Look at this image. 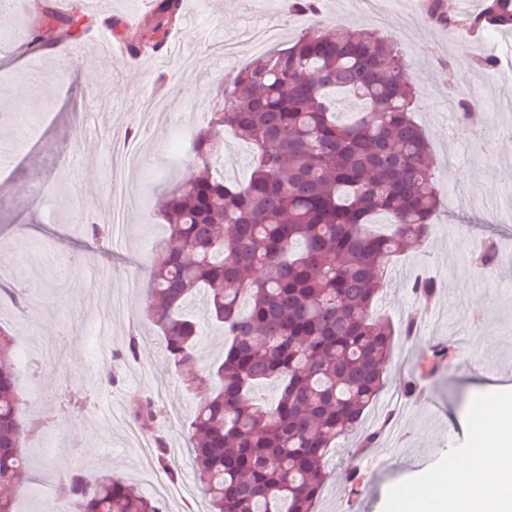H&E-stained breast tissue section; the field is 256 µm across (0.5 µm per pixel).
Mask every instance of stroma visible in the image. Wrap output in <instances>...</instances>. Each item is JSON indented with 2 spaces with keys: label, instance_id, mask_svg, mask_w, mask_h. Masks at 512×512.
Returning <instances> with one entry per match:
<instances>
[{
  "label": "stroma",
  "instance_id": "1",
  "mask_svg": "<svg viewBox=\"0 0 512 512\" xmlns=\"http://www.w3.org/2000/svg\"><path fill=\"white\" fill-rule=\"evenodd\" d=\"M36 0H24L7 17H0V34L9 45L0 53V110L20 111L40 129L25 148L17 146L15 125L0 126V239L38 245L42 267L27 263L20 252L0 250V269L17 267L16 277L28 283L27 306L18 310L0 298V327L10 331L19 349L34 354L33 364L18 360L16 371L23 398L50 421L29 438L28 482L16 487L19 512H31L36 496L54 492L58 473L81 469L94 478L110 471L148 491L151 481H168L174 495L167 512H206L196 487L188 440L182 428L197 393L183 384L159 351L156 327L145 320L146 302L121 310L113 302L130 269L129 257L147 243L161 239L164 228L145 201L154 185L184 182L201 173L189 155H176L163 134L139 137L143 165L128 172L133 196L124 212L125 236L99 248L86 229L70 222L71 195L81 190L92 222L107 223L112 197L105 188L115 169L112 143L124 137L134 113L149 96L164 100L172 121L185 130L206 126L215 111L224 77L259 55L249 43L251 32L285 10L287 0H267L265 10L246 11L242 0H184V20L169 35V53L134 57L104 43L79 36L78 45H93L80 55L76 72L56 50L63 39L53 26L44 27L39 45L28 34ZM85 28L103 27L104 15L121 19L143 16L152 0H112L108 10L93 0H69ZM432 0H388L381 20H373L361 0H320L318 17L296 16L283 22L273 45L289 46L314 24L346 25L379 31L396 41L409 63L408 76L418 90L414 119L428 138L441 205L426 238L403 253L391 268L378 307L393 324L416 313L420 329L411 339L395 337L386 385L366 425L375 424L385 409L397 407L398 421L378 447L359 452L354 443L330 452L328 478L317 512H404L399 493L418 487L449 456L473 446L476 414L486 401L512 407V261L500 262L488 276L479 275L469 254L449 251L461 232L500 243L512 250V220L485 222L483 214L459 209L458 197L474 195L489 206L512 204V142H497L493 151L473 149L459 124L448 121L462 95L479 99L474 119L487 138L512 125V29L475 33L448 30L431 14ZM237 44L240 56L231 62L224 46ZM495 65L481 66L483 58ZM41 72L45 88L35 102L19 94L26 75ZM194 86L187 97L177 96ZM79 257L82 276L73 280L72 257ZM112 265L113 277H98L94 266ZM420 277L438 286L435 301L421 307L409 285ZM141 323L144 338L136 375L121 373L117 383L101 380L92 369L89 352L72 340L69 329L102 330L103 345L122 352L128 329ZM456 344L454 357L434 372L420 370L434 346ZM414 384L420 397L404 396ZM93 391L95 404L85 409H61L64 388ZM145 399L177 409L180 418L163 431L142 430L148 441L166 438L180 454L171 470L146 472L136 465L137 443L128 436L134 406ZM353 469L365 475L359 493L344 480Z\"/></svg>",
  "mask_w": 512,
  "mask_h": 512
}]
</instances>
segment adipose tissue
Segmentation results:
<instances>
[{
	"instance_id": "adipose-tissue-1",
	"label": "adipose tissue",
	"mask_w": 512,
	"mask_h": 512,
	"mask_svg": "<svg viewBox=\"0 0 512 512\" xmlns=\"http://www.w3.org/2000/svg\"><path fill=\"white\" fill-rule=\"evenodd\" d=\"M477 429L474 448L404 492L409 512H512V409L485 404Z\"/></svg>"
}]
</instances>
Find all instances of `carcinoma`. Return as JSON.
I'll return each mask as SVG.
<instances>
[{"label":"carcinoma","instance_id":"cac0c4a2","mask_svg":"<svg viewBox=\"0 0 512 512\" xmlns=\"http://www.w3.org/2000/svg\"><path fill=\"white\" fill-rule=\"evenodd\" d=\"M181 11L182 0H154L141 46L159 48ZM42 15L68 37L82 23L49 3ZM460 25L509 28L512 0L448 20ZM407 69L377 31L301 33L224 78L221 110L189 139L204 175L161 195L167 235L152 248L146 317L168 362L206 387L186 428L209 512H314L330 451L354 435L372 448L393 421L387 413L358 433L393 353L394 327L376 304L390 267L440 206ZM462 107L478 148L470 103ZM226 130L252 152L240 184L216 169ZM410 288L424 301L437 293L427 279ZM196 300L225 336L207 365ZM16 359V340L0 328V512H16L1 489L27 474L24 439L43 426L17 389ZM266 382L279 389L272 403L258 392ZM157 416L147 401L133 419ZM55 493L64 512H164L112 474L61 473Z\"/></svg>","mask_w":512,"mask_h":512}]
</instances>
